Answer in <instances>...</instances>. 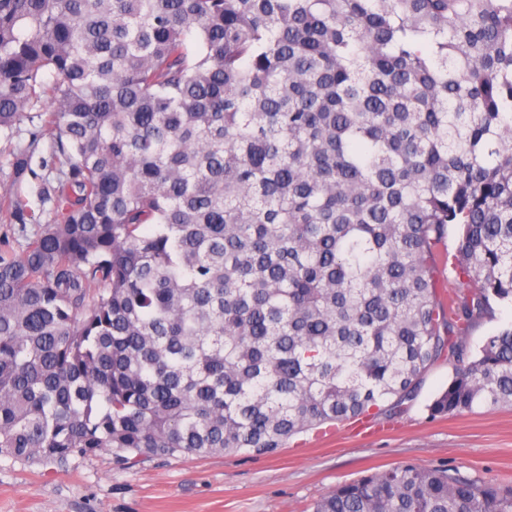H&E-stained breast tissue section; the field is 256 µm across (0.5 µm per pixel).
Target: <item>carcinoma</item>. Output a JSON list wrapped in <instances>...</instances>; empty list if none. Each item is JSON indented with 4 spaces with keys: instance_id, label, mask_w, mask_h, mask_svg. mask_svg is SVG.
<instances>
[{
    "instance_id": "cac0c4a2",
    "label": "carcinoma",
    "mask_w": 512,
    "mask_h": 512,
    "mask_svg": "<svg viewBox=\"0 0 512 512\" xmlns=\"http://www.w3.org/2000/svg\"><path fill=\"white\" fill-rule=\"evenodd\" d=\"M26 124L0 459L272 456L440 359L431 415L512 407V324L464 340L512 305V0H0V136ZM313 512H512V487L401 464ZM48 152V144L46 141L41 142L39 144V149L36 152L33 161H32V168L37 173V178L32 179L29 177V187H30V193H29V201L30 205L37 209V208H43L46 212L50 209V203L48 201H44L42 196V188L44 187L45 179L47 178V171L42 170L41 167H39V157L40 156H47ZM493 313L477 321L469 330L466 341L469 346L476 350L486 336L495 333L499 328L512 322V307L494 305Z\"/></svg>"
}]
</instances>
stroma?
Listing matches in <instances>:
<instances>
[{"instance_id": "obj_1", "label": "stroma", "mask_w": 512, "mask_h": 512, "mask_svg": "<svg viewBox=\"0 0 512 512\" xmlns=\"http://www.w3.org/2000/svg\"><path fill=\"white\" fill-rule=\"evenodd\" d=\"M451 374L437 361L415 400L295 437L268 457L179 455L128 468L105 451L48 479L1 459L0 512H313L337 484L405 463L512 484V408L429 413Z\"/></svg>"}]
</instances>
